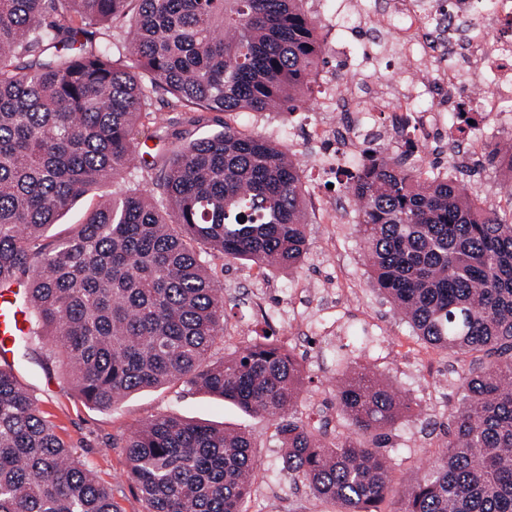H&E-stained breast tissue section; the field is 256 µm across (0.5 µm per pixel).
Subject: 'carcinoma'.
<instances>
[{"instance_id": "cac0c4a2", "label": "carcinoma", "mask_w": 512, "mask_h": 512, "mask_svg": "<svg viewBox=\"0 0 512 512\" xmlns=\"http://www.w3.org/2000/svg\"><path fill=\"white\" fill-rule=\"evenodd\" d=\"M305 0H0V278L30 288L33 335L68 364L84 400L108 409L185 378L278 422L282 470L340 512H372L393 477L388 428L408 406L361 373L330 438L297 415L291 355L255 342L212 359L224 297L201 248L291 269L308 241L298 163L229 123L196 137L206 113L295 112L324 63ZM126 40L112 42V29ZM162 88L185 129L153 157L152 187L108 195L52 243L44 230L79 196L124 179ZM512 157L492 143L474 173ZM372 287L430 346L469 359L465 405L432 468L395 512H512V224L462 181L372 150L350 177ZM146 512H242L252 438L158 416L121 439ZM0 512H119L112 491L58 434L16 375L0 369Z\"/></svg>"}]
</instances>
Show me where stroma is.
Masks as SVG:
<instances>
[{
  "label": "stroma",
  "mask_w": 512,
  "mask_h": 512,
  "mask_svg": "<svg viewBox=\"0 0 512 512\" xmlns=\"http://www.w3.org/2000/svg\"><path fill=\"white\" fill-rule=\"evenodd\" d=\"M316 21L327 63L312 98L295 112H239L209 115L205 132L232 125L277 143L304 170L308 243L295 268L263 270L244 261L207 257V267L224 295V343L218 356H228L253 339L265 336L294 356L304 382L297 411L304 421L327 419L328 433H348L332 404L337 387L358 372L373 374L392 385L409 409L389 429L388 451L396 482L422 477L448 441V428L464 404L459 376L461 357L430 347L414 335L406 318L368 284L363 243L355 225L356 203L346 188L355 165L321 175L310 132L323 121L326 97L354 84V57L372 41L338 38L334 0H306ZM499 169L464 176L468 195L512 218V192ZM340 291L335 305L321 294L326 282ZM16 376L36 394L44 414L76 448L81 460L94 467L112 490L121 512H146L128 474L120 438L145 421L175 415L205 421L229 430L242 429L254 438L259 467L243 512H339L333 502L313 498L303 484L282 471L283 450L276 425L260 414L199 391L183 380L132 393L109 410L89 406L74 390L56 355L31 342L20 355Z\"/></svg>",
  "instance_id": "1"
}]
</instances>
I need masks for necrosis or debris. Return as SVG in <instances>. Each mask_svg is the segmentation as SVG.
Returning a JSON list of instances; mask_svg holds the SVG:
<instances>
[{
	"label": "necrosis or debris",
	"mask_w": 512,
	"mask_h": 512,
	"mask_svg": "<svg viewBox=\"0 0 512 512\" xmlns=\"http://www.w3.org/2000/svg\"><path fill=\"white\" fill-rule=\"evenodd\" d=\"M475 0H386L385 23L376 41L377 51H365L358 75L371 80L378 74L380 53L417 59L433 73L432 86L406 84L396 100L366 95L352 89L338 97L332 108L346 116L335 137H322L319 155L326 162L365 156L367 147L389 143L395 148L420 152L432 141L443 170L459 168L471 155L489 148L484 127L490 121L512 119V0H491L479 20H472ZM491 85L490 93L469 95L472 87ZM440 89L430 106L414 101ZM392 113L384 126L366 123L368 114ZM470 112L475 123L464 136L445 141L444 115Z\"/></svg>",
	"instance_id": "obj_1"
}]
</instances>
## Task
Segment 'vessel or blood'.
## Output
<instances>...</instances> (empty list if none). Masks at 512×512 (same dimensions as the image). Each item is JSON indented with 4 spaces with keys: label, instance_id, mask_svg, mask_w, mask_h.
Returning <instances> with one entry per match:
<instances>
[{
    "label": "vessel or blood",
    "instance_id": "obj_1",
    "mask_svg": "<svg viewBox=\"0 0 512 512\" xmlns=\"http://www.w3.org/2000/svg\"><path fill=\"white\" fill-rule=\"evenodd\" d=\"M24 293L20 281L0 284V366L7 368L14 367L21 343L32 338Z\"/></svg>",
    "mask_w": 512,
    "mask_h": 512
}]
</instances>
